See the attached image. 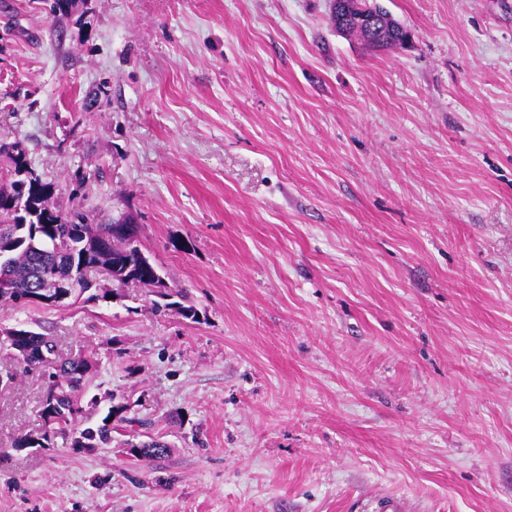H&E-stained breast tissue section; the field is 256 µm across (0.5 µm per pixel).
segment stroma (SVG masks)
<instances>
[{
	"instance_id": "obj_1",
	"label": "stroma",
	"mask_w": 512,
	"mask_h": 512,
	"mask_svg": "<svg viewBox=\"0 0 512 512\" xmlns=\"http://www.w3.org/2000/svg\"><path fill=\"white\" fill-rule=\"evenodd\" d=\"M13 3L0 141L60 212L132 214L200 319L102 275L0 305L138 421L15 452L46 384L0 353V512H512V0H383L382 51L330 0ZM390 14V13H389ZM345 16L341 14V18H336L331 14V21L334 28H336L337 24L345 26L349 30V34L354 35L360 38L362 41L371 42L373 40H382L383 41V49L390 48L392 46H396L401 41V36L403 35L404 27L396 21L390 14V18L385 20L384 24L378 28L370 29L364 27L361 23L356 22L352 18H342ZM377 29H381L380 32ZM368 46L369 44L366 43Z\"/></svg>"
}]
</instances>
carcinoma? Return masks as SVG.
<instances>
[{"mask_svg":"<svg viewBox=\"0 0 512 512\" xmlns=\"http://www.w3.org/2000/svg\"><path fill=\"white\" fill-rule=\"evenodd\" d=\"M331 21L334 26L347 27L349 34L364 42L381 40L385 48L398 45L404 30L392 17L378 30L351 18L333 16ZM2 153L9 158L10 168L6 170L9 187L0 188V276L10 279L15 294L0 297L1 304L26 305L28 297L45 295L80 269L87 273L80 284L81 291L88 293L87 302L99 299L90 293L94 275L104 273L124 285L134 284L150 291L160 284V268L140 263L139 243L112 234V226L132 221L131 216L123 213L112 218L110 224H90L81 213L64 216L51 204L54 186L32 174L22 142H1ZM18 332L17 336L0 338V351L11 353L26 370L48 372V389L41 410L43 429L20 438L13 449L52 448L55 430L82 423V401L95 360L82 357L52 368L43 364L40 354L57 356L56 342L24 325L18 327ZM125 410L123 404H112L97 424L76 428L72 449L87 452L111 444L112 432L133 422L125 416Z\"/></svg>","mask_w":512,"mask_h":512,"instance_id":"carcinoma-1","label":"carcinoma"}]
</instances>
